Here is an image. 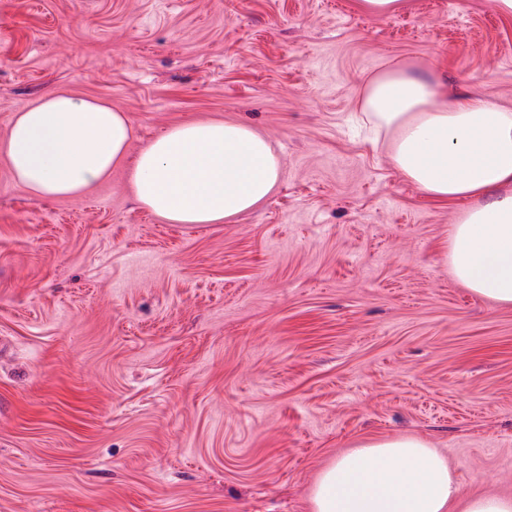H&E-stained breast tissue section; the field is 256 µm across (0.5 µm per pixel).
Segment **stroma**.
I'll list each match as a JSON object with an SVG mask.
<instances>
[{
  "instance_id": "stroma-1",
  "label": "stroma",
  "mask_w": 512,
  "mask_h": 512,
  "mask_svg": "<svg viewBox=\"0 0 512 512\" xmlns=\"http://www.w3.org/2000/svg\"><path fill=\"white\" fill-rule=\"evenodd\" d=\"M399 61L512 108L493 0H0V139L64 91L123 112L133 155L214 119L281 161L251 212L170 224L126 168L41 198L0 158V512H311L338 456L399 436L512 493V306L447 267L456 206L347 124Z\"/></svg>"
}]
</instances>
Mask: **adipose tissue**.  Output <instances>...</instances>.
Returning a JSON list of instances; mask_svg holds the SVG:
<instances>
[{"label":"adipose tissue","mask_w":512,"mask_h":512,"mask_svg":"<svg viewBox=\"0 0 512 512\" xmlns=\"http://www.w3.org/2000/svg\"><path fill=\"white\" fill-rule=\"evenodd\" d=\"M358 123L383 140L393 169L425 196L460 209L445 258L475 295L512 305V109L406 63L368 77ZM132 127L102 102L51 92L16 116L0 145L22 189L89 192L130 167L143 208L172 224H217L250 212L281 163L244 122L173 126L129 157ZM512 512V496H462L447 458L416 436L367 440L320 475L312 512Z\"/></svg>","instance_id":"ef3b65f1"}]
</instances>
